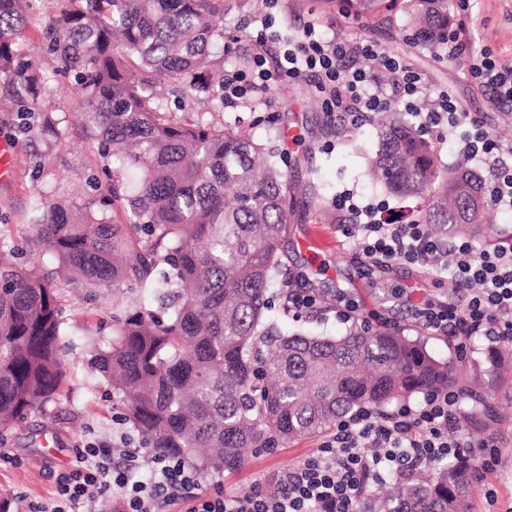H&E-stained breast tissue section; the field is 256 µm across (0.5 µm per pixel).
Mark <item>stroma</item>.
I'll return each instance as SVG.
<instances>
[{"mask_svg": "<svg viewBox=\"0 0 512 512\" xmlns=\"http://www.w3.org/2000/svg\"><path fill=\"white\" fill-rule=\"evenodd\" d=\"M471 36L490 48L495 58L512 64V0H470ZM269 22L280 36L296 35L315 26L329 40L375 45L379 52L402 57L419 72L430 91H445L461 99L469 112L482 116L490 133L512 146V106H499L493 92L464 74L459 62L438 60L426 50L398 36L404 17L381 11L373 16L355 15L346 0H224V67L249 68L252 36L262 22ZM47 74L43 100L65 130L61 141L45 146L19 133L17 107L0 96V139L13 143L16 176L0 184V236L19 240L26 233L25 215L35 196L47 203L60 200L98 199L107 193V180L96 144L86 136L81 114L83 100L73 80L55 75L56 62L41 55ZM325 95L314 75L297 80L280 78L257 95L225 102L224 120H240L255 138L274 129L290 133L288 176L314 181L319 197L297 206L285 244L287 264L306 272L309 280L328 297L344 290L358 302L359 313L377 322L415 327V313L422 303L445 302L464 307L463 291L445 279L407 263L371 264L340 231L341 217L334 202L348 193L358 205L383 203L387 210L408 213L412 203L389 194L368 171V158L377 142L376 113L354 110L327 111ZM355 137H348V130ZM63 316L74 351L71 375L57 404L45 414L32 415L9 435L5 445L10 457L0 459V497L18 499L24 507L51 503L56 497V477L73 468L75 446L111 440L119 431L120 412L111 387L96 378L88 366L90 353L76 331L83 323L101 324V339L111 334V299L84 301L64 294ZM494 417L484 435H497L505 466L498 477V501L487 504L475 497L471 512H512V382L494 381L486 394ZM315 437L299 439L250 458L233 473H218L221 490L248 492L256 474H272L309 455L318 445Z\"/></svg>", "mask_w": 512, "mask_h": 512, "instance_id": "1", "label": "stroma"}]
</instances>
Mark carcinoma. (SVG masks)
Segmentation results:
<instances>
[{"mask_svg":"<svg viewBox=\"0 0 512 512\" xmlns=\"http://www.w3.org/2000/svg\"><path fill=\"white\" fill-rule=\"evenodd\" d=\"M47 51L74 77L89 138L106 161L99 203L35 198L27 216L51 268L20 261L0 240V442L63 391L62 290L86 299L120 291L107 341L87 329L90 368L112 385L141 448L202 471H235L252 449L336 428L358 408L386 413L446 387L483 389L505 362L489 347L470 371L399 325L354 314L336 335L295 326L284 278L288 211L296 200L274 132L259 140L216 123L224 106L223 0H65ZM408 39L448 45V0H401ZM31 0H0V90L18 127L56 142L49 111L34 112L45 76L23 33ZM207 109L192 121L168 96ZM369 171L392 195L416 201L434 230L485 228L487 193L466 167L443 169L432 142L403 112L379 118ZM154 301L157 310L147 307ZM471 464L446 459L387 478L370 512H469Z\"/></svg>","mask_w":512,"mask_h":512,"instance_id":"obj_1","label":"carcinoma"}]
</instances>
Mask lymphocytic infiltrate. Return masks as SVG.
<instances>
[{
	"mask_svg": "<svg viewBox=\"0 0 512 512\" xmlns=\"http://www.w3.org/2000/svg\"><path fill=\"white\" fill-rule=\"evenodd\" d=\"M463 34L460 28L449 31L448 58L463 59L471 78L493 90L498 101L512 102V65L500 63L483 47L464 44ZM354 52L376 58L380 69L392 76L391 85L364 69L343 68V59ZM308 73L328 92V106L353 104L377 112L397 100L422 115L426 126L446 128L457 140L460 158L477 161L512 154L511 146L495 139L448 93L431 94L405 60L368 44L329 42L312 27L298 43L287 44L278 71L268 69L259 52L249 72L225 75L224 95L240 99L263 91L273 76L296 79ZM336 208L349 218L344 236L353 239L366 260L429 266L449 274L465 291V308L431 306L421 311V329L457 337L478 333L512 343V246L479 250L466 239L447 246L417 220L390 224L377 217L374 207L343 198L337 199ZM458 406V394L442 390L383 419L359 410L342 418L311 456L260 477L243 495L205 492L202 474L176 457L158 456L150 476L138 477L139 449L90 443L78 449L74 469L58 475L55 503L31 512H172L181 504L186 512H363L369 484L382 480L386 471L450 457L475 461L485 499L495 501L497 490L489 477L501 464L500 450L494 440L475 441L463 433Z\"/></svg>",
	"mask_w": 512,
	"mask_h": 512,
	"instance_id": "f902f5d3",
	"label": "lymphocytic infiltrate"
}]
</instances>
